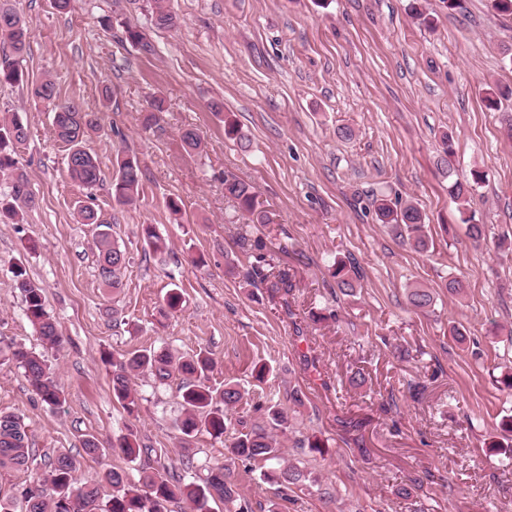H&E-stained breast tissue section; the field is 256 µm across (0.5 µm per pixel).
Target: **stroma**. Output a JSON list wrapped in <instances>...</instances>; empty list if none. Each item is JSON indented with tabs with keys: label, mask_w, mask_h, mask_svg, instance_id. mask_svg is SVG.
<instances>
[{
	"label": "stroma",
	"mask_w": 512,
	"mask_h": 512,
	"mask_svg": "<svg viewBox=\"0 0 512 512\" xmlns=\"http://www.w3.org/2000/svg\"><path fill=\"white\" fill-rule=\"evenodd\" d=\"M170 0L179 21L159 29L147 0H8L31 24L23 67L31 81L50 78L59 99L83 101L101 129L85 142L103 182L88 190L67 171V148L47 109L25 87L0 85V118L21 112L28 138L18 166L35 195L22 223H0V343L40 350L12 269L23 264L45 289L63 338L49 358L66 401L41 402L22 369L0 363V412L22 417L33 459L28 470L0 472V492L14 494L55 452L80 460V475L137 463L111 448L134 426L182 471L181 376L157 385L133 381L139 409L127 414L112 397L104 354L155 347L177 356L208 350L212 386L238 381L249 398L291 410L290 387L308 400L283 448L323 476L322 490L296 492L280 512H402L397 481L420 478L413 498L426 512H512V447H494L512 414V391L498 379L512 370V99L487 108L484 92L512 86V15L492 0ZM141 31L152 52L122 39ZM166 100L158 125L140 117L151 96ZM237 121L250 142L224 134L211 100ZM350 127L352 138L338 135ZM197 129L203 146L187 155L180 134ZM455 137L458 175L479 168L485 180L472 202L486 226L474 241L461 224L437 166L440 137ZM136 155L144 169L136 206L112 198L117 156ZM251 184L274 221L238 219L224 196V176ZM409 201L426 217L434 246L418 252L377 222L378 196ZM182 201L180 214L167 202ZM88 205L112 226L130 262L111 289L100 279L95 228L76 221ZM166 244L154 251L144 228ZM263 237L275 263L294 273L288 297L244 284L225 258H243L240 238ZM203 265H195V258ZM353 259L354 295L339 294L328 265ZM451 277L464 297L442 291ZM421 282L439 289L430 310L411 309L406 293ZM180 289L183 306L162 314V298ZM334 312L319 325L310 308ZM466 329L458 345L451 326ZM273 372L256 381L254 366ZM361 371L355 389L345 380ZM327 439L320 456L295 447L311 433ZM95 436L108 451L84 457ZM231 480L252 512H267L272 492L255 462L231 466ZM334 495L325 503L322 494Z\"/></svg>",
	"instance_id": "35a3bbf8"
}]
</instances>
